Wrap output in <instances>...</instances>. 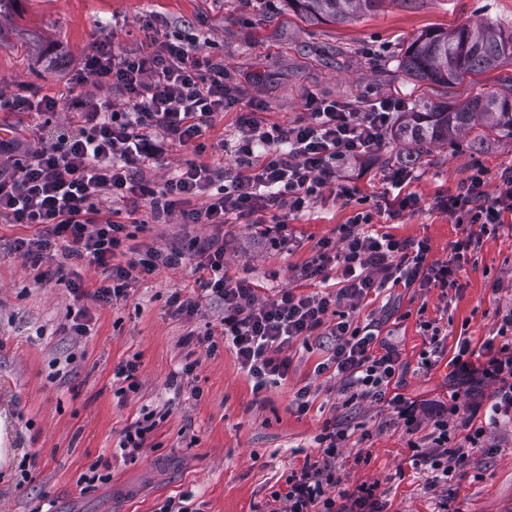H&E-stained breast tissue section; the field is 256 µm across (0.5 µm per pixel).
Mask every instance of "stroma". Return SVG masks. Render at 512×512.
<instances>
[{"instance_id":"stroma-1","label":"stroma","mask_w":512,"mask_h":512,"mask_svg":"<svg viewBox=\"0 0 512 512\" xmlns=\"http://www.w3.org/2000/svg\"><path fill=\"white\" fill-rule=\"evenodd\" d=\"M486 21L512 31V0H384L346 23L305 21L287 0H0V87L29 105L55 96L61 107L56 115L35 114L29 105L2 108L0 135L32 149L70 130L80 103L100 94L79 64L110 31L115 50L125 54L146 50L158 32L194 39L193 56L223 64L241 105L261 100L267 122L282 124L304 118L311 95L357 105L386 96L409 104L421 95L440 103L468 100L512 76V64L444 87L409 79L400 59L423 32ZM238 120L235 112L217 114L203 148H170L143 166L141 181L158 191L191 165L232 178L239 170L230 150ZM411 153L385 135L376 151L342 166L340 178L354 187L352 197L333 184L295 215L271 208L220 227L180 224L154 217L150 199H143L131 258L151 247L179 248L186 264L144 276L126 301L106 305L91 296L105 283L101 267L77 264L86 293L74 296L54 273L63 255L31 268L13 250L16 238L32 236L34 227L0 222V512L39 506L47 512H157L165 500L185 494L197 512H267L272 493L316 457V437L334 423L350 430L334 461L340 490L378 482L384 512H512V424L493 429L464 472L429 490L413 461L430 447L431 426L411 434L391 408L345 401L332 372L316 371L333 353L328 331L294 342L287 378L256 393L230 345L221 342L211 355L205 346L185 343L191 334L220 337L221 305L204 302L191 317L168 306L175 289L189 294L196 287L191 268L199 257L192 243L217 238L224 241L225 273L257 282L265 297L289 289L309 295L336 290L339 271L323 282L303 278L302 268L319 240H339L342 225L357 213L371 214L362 232L427 241L429 261L456 267L455 288L385 287L351 313L397 346L408 367L402 393L421 414L449 403L458 339H469L471 361L482 365L487 341L512 308V222L483 231L456 222L439 202L462 192L478 169L486 192L496 194L501 174L512 171V138L477 142L467 134L428 145L419 159ZM398 168L408 172L404 193L416 200L399 212L387 192ZM258 221L286 222L288 243L276 246L256 233ZM469 234L475 246L456 256V241ZM83 308L89 331L72 335L66 326ZM427 322L441 330L439 348L426 342ZM189 354L199 364L186 376L180 369ZM129 360L138 364L141 388L121 401L113 374ZM305 386L312 404L300 414L294 399ZM145 408L163 416L153 445L122 459L120 434ZM95 461L110 467L112 479L84 488L78 477Z\"/></svg>"}]
</instances>
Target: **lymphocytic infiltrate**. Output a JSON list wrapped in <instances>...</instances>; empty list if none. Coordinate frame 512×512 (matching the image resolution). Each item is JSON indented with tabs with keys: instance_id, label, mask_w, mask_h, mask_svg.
<instances>
[{
	"instance_id": "lymphocytic-infiltrate-1",
	"label": "lymphocytic infiltrate",
	"mask_w": 512,
	"mask_h": 512,
	"mask_svg": "<svg viewBox=\"0 0 512 512\" xmlns=\"http://www.w3.org/2000/svg\"><path fill=\"white\" fill-rule=\"evenodd\" d=\"M190 51L189 41L167 35L136 55L116 52L108 37L92 46L83 69L105 90V97L82 104L80 120L66 137L26 152L24 162L14 163L13 173H0V217L36 229L33 237L16 241L15 251L24 263L38 267L50 259L54 246H61L66 259L89 261L106 271L108 282L93 292L95 301L127 299L141 275L162 267L176 269L185 261L184 252L176 249H151L142 259L128 260L132 234L127 219L137 213L141 197L152 196L154 213L178 217L183 224H226L283 206L302 211L335 183L337 163L374 152L393 115L404 109L401 100L389 97L355 107L312 95L306 100V119L270 124L263 117L265 104L253 101L239 119L234 153L240 170L232 179L191 165L153 194L134 184L132 170L164 156L169 145L195 144L216 114L238 109L237 97L224 82L223 64L193 58ZM113 91L122 105L112 103ZM212 186L217 192L210 201L191 206V199ZM441 206L470 225H502L504 213L512 212V171L501 175L499 193L493 197L485 191L483 171H476L465 192L448 196ZM370 221V215L357 214L343 228L339 243L318 242L315 256L302 270L306 278L323 279L329 265L337 264L343 281L337 291L319 296L285 290L264 297L254 282L225 274L224 246L213 240L203 246L204 258L196 265L202 297L177 291L170 304L185 315L197 313L204 297L222 304L223 336L257 392L287 377L288 349L294 341L328 327L336 341L329 365L342 391L392 407L407 428H415L413 403L390 391L403 375L398 349L378 346L373 329L355 325L348 315L333 324L327 315L335 306L357 308L372 290L389 282L448 287L455 282V271L428 262L425 242L413 247L389 236L358 232V225ZM499 335L502 344L487 343L489 358L479 369L468 359L469 341L458 342L457 383L493 386L489 424L471 429L464 443L455 446L448 433L449 414L462 412L472 420L477 408L454 404L434 416L433 448L420 460L429 487L463 472L488 427L512 422V312L503 316ZM347 438L346 429L325 430L318 439L319 460L286 478L280 494L283 512H381L376 484L359 486L342 504L331 495L338 479L330 461Z\"/></svg>"
}]
</instances>
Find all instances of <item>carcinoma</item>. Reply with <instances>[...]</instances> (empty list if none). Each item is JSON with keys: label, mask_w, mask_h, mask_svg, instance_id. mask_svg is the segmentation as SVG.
<instances>
[{"label": "carcinoma", "mask_w": 512, "mask_h": 512, "mask_svg": "<svg viewBox=\"0 0 512 512\" xmlns=\"http://www.w3.org/2000/svg\"><path fill=\"white\" fill-rule=\"evenodd\" d=\"M383 0H288L307 21L346 22L373 11ZM512 63V32L487 22L465 24L452 31H431L409 44L401 59L402 72L418 83L455 85L466 76ZM484 128L512 137V77L478 93L468 102L448 106L427 98L402 112L394 135L413 145L415 156L426 146L446 142L461 133Z\"/></svg>", "instance_id": "1"}]
</instances>
